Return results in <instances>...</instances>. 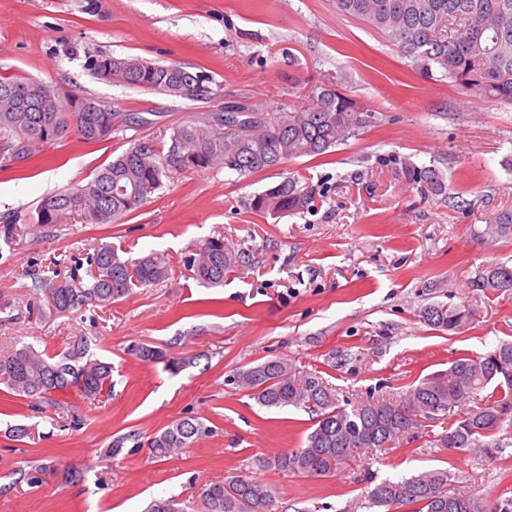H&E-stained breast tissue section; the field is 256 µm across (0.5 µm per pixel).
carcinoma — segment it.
I'll return each mask as SVG.
<instances>
[{
  "label": "carcinoma",
  "mask_w": 512,
  "mask_h": 512,
  "mask_svg": "<svg viewBox=\"0 0 512 512\" xmlns=\"http://www.w3.org/2000/svg\"><path fill=\"white\" fill-rule=\"evenodd\" d=\"M336 11L363 21L382 33L408 59V67L421 76L433 73L456 86L487 99L512 104V0H334ZM86 68L99 81L157 91L191 99L186 89L212 83L202 73L183 67L160 65L137 56L100 52L86 58ZM59 104L54 119L33 111L42 99ZM80 98L53 83L18 76H0V134L10 140L17 160L31 157L34 145L51 146L74 133L87 144L108 140L115 131L116 113L72 112ZM236 120L217 112L204 122L190 121L178 128L167 151L147 141H134L93 178L44 198L31 223L51 227L77 216L85 224H112L138 210L147 196L174 172L223 166L240 176L255 173L301 157L317 158L356 135L373 112L336 88L315 85L307 103L280 112L269 122L245 106H234ZM402 177L427 196H443L456 206L443 176L430 167L403 162ZM314 206L311 192L295 176L252 196L248 208L264 216L280 217ZM485 235L512 239V209L492 214ZM224 245V238L210 237L188 256L196 280L208 287L224 285V276L240 262ZM90 278L74 284L42 278L36 288L49 306L70 313L89 304L106 306L132 288L148 286L169 276L167 255L154 251L129 260L108 243L87 257ZM477 291L512 290V267L490 264L473 280ZM469 311L429 305L423 320L439 329L461 328ZM137 355L146 362L162 363L176 372L184 362L167 350L141 345ZM512 343H500L485 353L460 356L448 370L426 377L399 397L366 400L353 406L341 404L336 389L321 376L303 373L286 359H272L236 371L231 383L249 391L266 408H303L313 414L305 447L284 455L275 464L308 477L330 474L357 448H383L418 425L416 417L433 419L440 413L470 403L448 423L437 439L441 448L463 451L483 448L500 452L508 447L496 437L512 418ZM0 384L34 401L53 393L95 399L112 395V363L88 356L77 341L62 357L37 350L30 344L0 356ZM212 426L195 418L169 424L149 439V448L162 457L177 454L213 434ZM206 512H274L276 490L261 481L230 477L213 482L203 492ZM368 507L375 512H481L482 501L467 491L448 492V470L434 469L401 481L384 480L368 492ZM146 512H181L176 497L150 502Z\"/></svg>",
  "instance_id": "carcinoma-1"
}]
</instances>
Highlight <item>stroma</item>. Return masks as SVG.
Instances as JSON below:
<instances>
[{"mask_svg":"<svg viewBox=\"0 0 512 512\" xmlns=\"http://www.w3.org/2000/svg\"><path fill=\"white\" fill-rule=\"evenodd\" d=\"M106 51L178 63L209 75L220 94L171 98L103 83L85 67ZM26 76L112 107L109 140L76 135L15 162L0 149V224L25 225L0 249V354L19 343L55 355L84 338L112 362V395L77 396L31 408L0 385V512H145L175 496L200 512L206 484L229 475L277 492L275 512H367L370 480L448 472L487 507L512 499V425L502 453L451 452L433 441L447 420H421L398 443L360 448L331 476L275 466L303 447L312 415L269 409L229 383L239 368L284 358L319 372L355 403L408 390L463 355L512 342V291L482 295L471 282L485 265L512 263V240L488 239L491 215L512 207V105L467 93L440 76L413 74L398 48L332 0H0V76ZM345 78L375 117L331 152L248 177L221 167L177 172L145 204L113 224L67 217L46 231L28 220L47 196L91 179L134 140L168 148L174 130L228 105L273 118L314 85ZM407 160L435 168L464 209L424 198L395 173ZM306 180L314 210L278 219L248 199L289 175ZM220 235L243 263L223 286H201L183 265L193 244ZM111 242L136 258L155 250L171 271L107 307L72 314L50 308L36 274L70 276L88 252ZM469 307L448 333L423 322L425 306ZM168 346L189 364L173 375L140 360L137 344ZM183 417L216 429L181 453L158 458L146 442ZM17 425L30 434L13 439ZM123 439L118 456L108 450ZM59 471L34 482V468ZM83 471L69 483L60 472Z\"/></svg>","mask_w":512,"mask_h":512,"instance_id":"1","label":"stroma"}]
</instances>
